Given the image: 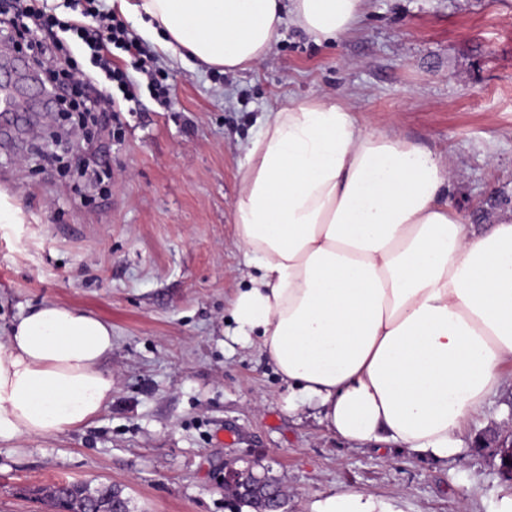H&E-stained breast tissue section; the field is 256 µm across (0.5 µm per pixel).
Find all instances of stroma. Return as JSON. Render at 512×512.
Instances as JSON below:
<instances>
[{"mask_svg":"<svg viewBox=\"0 0 512 512\" xmlns=\"http://www.w3.org/2000/svg\"><path fill=\"white\" fill-rule=\"evenodd\" d=\"M125 23L169 102L142 92L87 130L42 108L0 42L21 90L15 125L0 127V193L21 211L0 222V337L43 300L80 307L112 325L113 379L111 404L82 428L0 445V512H56L38 491L62 482L121 489L131 512H253L224 488L252 462L278 479L285 512L344 490L398 512H495L512 484L473 443L512 429L511 384L468 424L465 455L421 460L288 416L274 366L225 346L224 330L244 285L241 146L287 100H334L443 155L467 223L512 212V0H368L336 43L287 24L262 62L225 73L185 66Z\"/></svg>","mask_w":512,"mask_h":512,"instance_id":"stroma-1","label":"stroma"}]
</instances>
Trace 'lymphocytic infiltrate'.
Listing matches in <instances>:
<instances>
[{
    "instance_id": "f902f5d3",
    "label": "lymphocytic infiltrate",
    "mask_w": 512,
    "mask_h": 512,
    "mask_svg": "<svg viewBox=\"0 0 512 512\" xmlns=\"http://www.w3.org/2000/svg\"><path fill=\"white\" fill-rule=\"evenodd\" d=\"M95 2L85 0L78 17L61 19L47 13L40 0H9L8 16L0 20V35L7 38H24L34 24L48 32V41H27L26 47L35 52L43 84L63 112L103 115L119 111L120 100L137 96L128 74L113 66L112 53L118 50L134 57L143 49L121 21L101 13ZM77 52L88 54L90 70L57 67L59 55Z\"/></svg>"
}]
</instances>
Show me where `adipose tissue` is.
I'll return each instance as SVG.
<instances>
[{"mask_svg": "<svg viewBox=\"0 0 512 512\" xmlns=\"http://www.w3.org/2000/svg\"><path fill=\"white\" fill-rule=\"evenodd\" d=\"M160 29L183 63L224 70L261 62L285 20L333 42L366 0H112ZM442 155L352 108L289 101L245 148L234 202L245 288L226 334L258 348L288 391L355 445L395 444L420 458L463 454V429L512 364V214L482 228L449 201ZM112 325L46 301L0 340V443L52 437L112 401ZM311 512H393L344 491Z\"/></svg>", "mask_w": 512, "mask_h": 512, "instance_id": "ef3b65f1", "label": "adipose tissue"}]
</instances>
